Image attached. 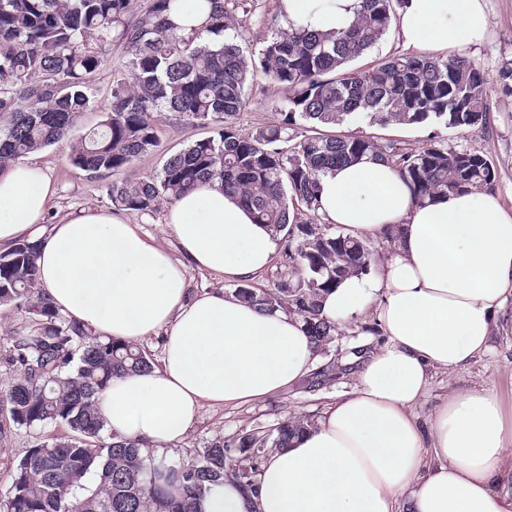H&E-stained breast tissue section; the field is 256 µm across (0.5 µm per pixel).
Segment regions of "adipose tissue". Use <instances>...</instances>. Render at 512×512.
I'll return each instance as SVG.
<instances>
[{"mask_svg": "<svg viewBox=\"0 0 512 512\" xmlns=\"http://www.w3.org/2000/svg\"><path fill=\"white\" fill-rule=\"evenodd\" d=\"M357 6L276 2L282 21L322 33L348 27ZM398 26L411 47L464 49L485 38L487 18L482 0H406ZM53 195L37 164L17 162L1 175L0 248L37 243L40 288L86 331L163 341L158 365L99 393L109 430L160 451L185 439L205 410L264 399L310 372L318 351L298 316L221 288L188 294V267L221 282L252 280L279 251L278 236L218 184L169 206L171 251L105 210L43 227ZM318 214L362 239L399 228L374 278L345 279L321 302L339 326L371 311L384 341L363 356L352 391L267 457L256 492L224 483L200 512H512V421L498 393H453L426 428L417 414L435 373L466 370L492 350L512 297V214L483 192L414 204L396 171L374 159L321 175Z\"/></svg>", "mask_w": 512, "mask_h": 512, "instance_id": "ef3b65f1", "label": "adipose tissue"}]
</instances>
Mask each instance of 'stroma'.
<instances>
[{
	"instance_id": "obj_1",
	"label": "stroma",
	"mask_w": 512,
	"mask_h": 512,
	"mask_svg": "<svg viewBox=\"0 0 512 512\" xmlns=\"http://www.w3.org/2000/svg\"><path fill=\"white\" fill-rule=\"evenodd\" d=\"M483 5L488 19L487 36L482 43L464 49L463 54L477 64L487 79L492 103L488 129L468 133L434 126H376L372 132L407 148L424 147L435 138L456 149L488 156L498 171L493 191L511 210L512 90L504 88L500 74L504 68L512 67V0H483ZM225 7L245 36V54L258 52L269 24L277 14L275 0H225ZM126 62L127 54L122 46H113L106 62L89 77L91 93L97 101L96 108L79 116L67 139L27 156L28 161L45 169L55 187V196L45 216L46 224L59 223L67 214L83 209L108 211L112 208L107 195L111 174L78 170L69 163L68 154L73 143L99 126L103 110L110 100L112 82L125 72ZM282 108L279 89L263 74H256L248 89V103L237 117V125L247 131L274 123L279 120ZM209 134V129L179 124L167 113H159V143L150 155L129 169V176L157 173L170 154ZM375 325V320L366 315L338 327L334 342L326 352L319 354L315 363L319 369L329 365L340 367L341 372L335 378L315 387L302 381L262 402L206 410L190 434L172 447V455L203 448L217 437L266 430L291 416L319 419L337 393L352 390L357 367L355 351L368 350L382 339ZM476 386L495 390L506 412H512V326L496 332L491 352L477 358L467 370L452 375H435L428 395L417 409L421 425L429 424L436 407L447 399L450 392Z\"/></svg>"
}]
</instances>
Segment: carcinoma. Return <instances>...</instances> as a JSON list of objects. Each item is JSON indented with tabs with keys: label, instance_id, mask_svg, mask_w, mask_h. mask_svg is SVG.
Masks as SVG:
<instances>
[{
	"label": "carcinoma",
	"instance_id": "carcinoma-1",
	"mask_svg": "<svg viewBox=\"0 0 512 512\" xmlns=\"http://www.w3.org/2000/svg\"><path fill=\"white\" fill-rule=\"evenodd\" d=\"M405 0H359L354 22L334 36L273 19L257 58L239 45L224 0L209 8L205 31L177 33L170 17L180 0H152L140 16L131 0H0V173L21 157L65 139L91 107L86 76L112 43L126 50L129 79L112 86L100 128L72 146L69 163L113 176L120 210L150 212L197 185L217 181L283 243L287 276L271 289L246 281L244 303L298 315L323 350L336 326L321 299L374 263L366 241L318 222L319 177L363 159L388 162L416 204L461 190H487L497 170L482 154L435 141L419 150L392 139L349 133L370 127L434 125L482 131L491 104L481 69L463 55H399L366 67L353 63L388 34ZM283 93L281 119L244 132L236 117L255 69ZM212 125L213 134L170 156L159 174L125 173L157 146V113ZM38 245L0 253V307L30 315L10 337L6 363L17 369L0 396V436L13 427L36 432L15 466L4 512H197L203 496L225 482L246 489L268 453L286 447L312 422L287 418L269 432L218 437L187 456L143 451L110 431L96 395L120 375L146 371L138 345L89 335L38 287ZM62 425L48 438L40 429Z\"/></svg>",
	"mask_w": 512,
	"mask_h": 512
}]
</instances>
